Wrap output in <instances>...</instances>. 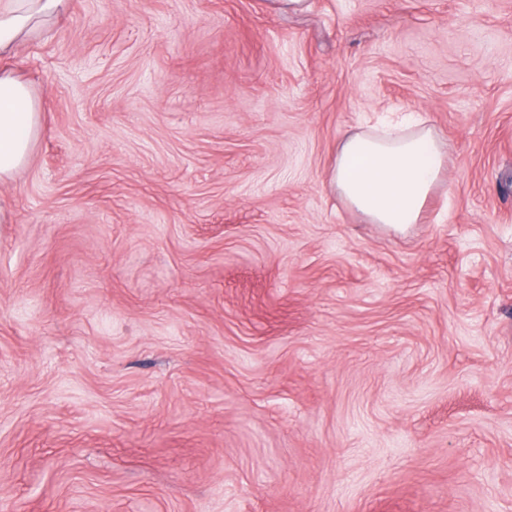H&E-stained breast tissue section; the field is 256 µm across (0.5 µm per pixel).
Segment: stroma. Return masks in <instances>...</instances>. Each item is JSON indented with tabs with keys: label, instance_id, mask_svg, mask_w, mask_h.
<instances>
[{
	"label": "stroma",
	"instance_id": "1",
	"mask_svg": "<svg viewBox=\"0 0 512 512\" xmlns=\"http://www.w3.org/2000/svg\"><path fill=\"white\" fill-rule=\"evenodd\" d=\"M0 64V512H512V0H70ZM393 112L402 232L329 185ZM41 127V110L26 81L0 70V182L22 169ZM446 167L432 130L401 136L354 134L338 146L330 184L371 223L403 230L416 224Z\"/></svg>",
	"mask_w": 512,
	"mask_h": 512
}]
</instances>
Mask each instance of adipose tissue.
Listing matches in <instances>:
<instances>
[{
	"label": "adipose tissue",
	"mask_w": 512,
	"mask_h": 512,
	"mask_svg": "<svg viewBox=\"0 0 512 512\" xmlns=\"http://www.w3.org/2000/svg\"><path fill=\"white\" fill-rule=\"evenodd\" d=\"M67 0H0V58L35 29L61 15ZM41 127V110L26 81L0 70V182L22 169ZM446 167L432 130L401 136L354 134L339 145L330 184L371 223L405 229L417 223Z\"/></svg>",
	"instance_id": "1"
}]
</instances>
